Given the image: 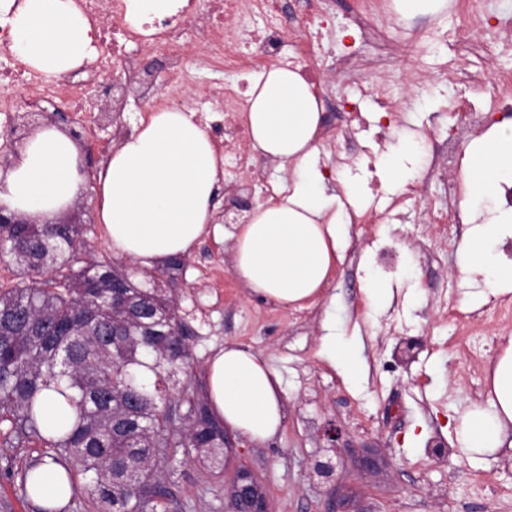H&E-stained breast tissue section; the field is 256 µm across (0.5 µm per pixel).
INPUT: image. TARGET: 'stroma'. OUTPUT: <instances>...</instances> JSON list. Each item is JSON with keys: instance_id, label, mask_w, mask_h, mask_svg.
Here are the masks:
<instances>
[{"instance_id": "stroma-1", "label": "stroma", "mask_w": 512, "mask_h": 512, "mask_svg": "<svg viewBox=\"0 0 512 512\" xmlns=\"http://www.w3.org/2000/svg\"><path fill=\"white\" fill-rule=\"evenodd\" d=\"M391 43L407 39L413 25L427 27L430 38L416 50L386 58L385 73L400 104L399 123L389 130L377 125L375 90L360 96L361 119L350 139L324 143L322 167L331 173V189L355 176L363 184L357 202L366 211L373 200L388 204L396 187L377 174V160L414 140L413 168L428 162L425 132L446 140L454 127L452 110L459 98L482 107L497 71L512 69V53L488 56L474 39L466 56L444 42L459 27L456 0L438 14L412 22L401 19L393 0H383ZM356 0H333L335 26L329 32L305 28L301 0H285L289 40L320 47L323 60L359 44L357 31L344 25ZM474 74L469 85L446 80L456 64ZM146 104L129 94L121 110L95 112L93 123L102 142L118 127H132ZM94 184L84 185L68 221L77 223L87 243L78 264L109 258L115 266L142 280L135 261L114 255L97 220ZM230 239L204 235L172 280L177 286L178 315L190 328L192 374H177L170 383L179 395L184 380L206 385L208 359L227 343H239L263 354L277 370L286 393L287 417L271 441L255 443L232 435L223 468H210L177 454L174 467L163 470V482L180 512H224L225 486L237 467L258 478L272 512H512V451L475 462L455 440L458 418L484 404L490 360L466 362L459 340L468 321L451 322L444 312L455 306L482 311L487 303L512 305V292L489 293L485 278L469 280L461 272L457 249L448 237L423 223L413 204L397 208L389 224H353L327 296L317 305L284 309L250 296L230 266ZM391 281L395 294L382 312L371 311L363 288L368 275ZM333 314L344 336L363 342V380L351 385L319 354L326 314ZM345 430L340 444V478L322 477L318 463L332 458L324 436L328 422ZM374 456L372 471L359 468L364 455ZM36 437L19 439L10 422H0V512H44L20 490L21 476L49 457Z\"/></svg>"}]
</instances>
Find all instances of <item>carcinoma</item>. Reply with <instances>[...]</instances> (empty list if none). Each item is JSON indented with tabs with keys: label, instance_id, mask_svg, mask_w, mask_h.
Returning <instances> with one entry per match:
<instances>
[{
	"label": "carcinoma",
	"instance_id": "cac0c4a2",
	"mask_svg": "<svg viewBox=\"0 0 512 512\" xmlns=\"http://www.w3.org/2000/svg\"><path fill=\"white\" fill-rule=\"evenodd\" d=\"M7 252L31 284L0 293V310L27 326L0 323V421L47 442L52 458L84 476L80 491L100 512H170L158 466L173 448L203 463L224 460V428L187 383L177 400L168 380L191 367L188 326L173 290L132 280L106 260L63 274L81 246L76 224H0ZM55 272L50 279L43 275ZM53 391L71 427L48 435L39 397ZM184 408L180 426L170 405Z\"/></svg>",
	"mask_w": 512,
	"mask_h": 512
}]
</instances>
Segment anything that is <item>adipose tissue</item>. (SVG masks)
Segmentation results:
<instances>
[{"instance_id":"1","label":"adipose tissue","mask_w":512,"mask_h":512,"mask_svg":"<svg viewBox=\"0 0 512 512\" xmlns=\"http://www.w3.org/2000/svg\"><path fill=\"white\" fill-rule=\"evenodd\" d=\"M12 29L11 50L25 65L48 74L79 67L97 48L92 26L74 0H0V23ZM248 122L253 153L291 168L288 187L259 204L233 227L232 268L251 295L303 309L328 288L348 235L349 205L362 193L359 180L340 190L320 166L319 101L295 71L274 67L250 83ZM465 201L491 195L512 182V132L494 131L466 152ZM80 153L52 124L40 127L0 170V207L34 221L70 207L82 185ZM222 169L213 143L193 110L153 113L113 151L95 180L98 221L113 253L152 268L189 255L215 220L213 199ZM512 237V212L487 217L476 209L460 244V267L489 272L488 249ZM321 353L347 381L363 373L360 340L343 342L334 319L322 324ZM206 399L227 430L254 442L273 439L286 420L280 375L251 347L229 343L206 366ZM485 406L468 410L456 427L460 451L478 459L512 450V340L496 358ZM40 485L32 498L44 507L66 504L72 483L62 466L32 469Z\"/></svg>"}]
</instances>
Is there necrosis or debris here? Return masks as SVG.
<instances>
[{"label": "necrosis or debris", "instance_id": "necrosis-or-debris-1", "mask_svg": "<svg viewBox=\"0 0 512 512\" xmlns=\"http://www.w3.org/2000/svg\"><path fill=\"white\" fill-rule=\"evenodd\" d=\"M75 3L95 22L97 39L106 45V52L95 65L56 76L29 67L18 71L12 66L10 29L0 25V115L9 113L14 106V91L23 87L37 89L39 103L61 110L73 108L91 112L93 103L84 92L92 85L103 87L104 76L109 72L148 88V101L155 110L174 107L175 102L167 96L157 97L152 92L153 87L179 90L192 86L199 81L204 69L240 73L250 65L275 58L288 68H300L302 77L309 83H316L321 77L322 64L317 56H306L299 47L292 53H283L288 27L282 0H198L197 10L210 19L211 26L206 37L196 43V52L190 58L186 57L184 48L192 26L185 12L168 16L147 31L136 28L128 20L127 0H75ZM457 14L462 21V31L483 34L486 46L493 53L512 50V42L501 38L497 26L490 23L489 0H458ZM255 16L264 17L266 23L252 34L248 47H241L237 40L227 38L226 20ZM132 44L161 54L165 66L146 74L132 73L123 61L127 47ZM196 107L199 113L205 114L215 142L223 145L224 155L242 184H252L255 164L244 149L249 138V102L244 87L225 85L222 97L197 98ZM455 116L458 134L433 152L427 176L437 174L438 159L458 161L460 132L477 126L512 125V74L498 78L497 89L484 108L476 109L462 101L455 107Z\"/></svg>", "mask_w": 512, "mask_h": 512}]
</instances>
